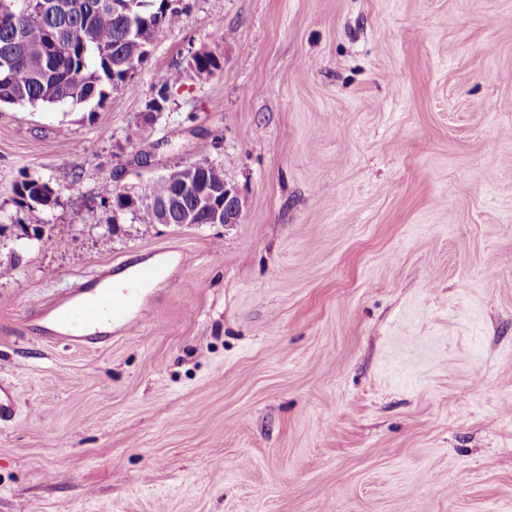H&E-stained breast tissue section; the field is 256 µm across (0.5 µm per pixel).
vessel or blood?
I'll return each mask as SVG.
<instances>
[{
	"label": "vessel or blood",
	"mask_w": 512,
	"mask_h": 512,
	"mask_svg": "<svg viewBox=\"0 0 512 512\" xmlns=\"http://www.w3.org/2000/svg\"><path fill=\"white\" fill-rule=\"evenodd\" d=\"M162 274L160 266L145 264L138 267L125 288H78L58 295L48 306L30 310L38 331L70 337L76 345H84L98 337L110 335L113 326H122L126 335H137L141 327L132 319L143 287L149 286ZM17 413L16 393L10 384L0 382V425L10 423Z\"/></svg>",
	"instance_id": "b4317fda"
}]
</instances>
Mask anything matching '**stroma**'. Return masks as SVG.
<instances>
[{
  "label": "stroma",
  "mask_w": 512,
  "mask_h": 512,
  "mask_svg": "<svg viewBox=\"0 0 512 512\" xmlns=\"http://www.w3.org/2000/svg\"><path fill=\"white\" fill-rule=\"evenodd\" d=\"M169 3L110 101L0 106V512H512V0ZM193 162L238 223L113 220ZM146 261L140 335L25 320ZM180 79V73L178 71L164 72L158 76V90L157 94L152 98L148 104L149 111L148 115H153L155 112H159L164 108L168 101V89L171 85L177 83ZM48 192L52 191L48 188L47 183L37 178L26 177L16 185L19 203L27 209L29 224L34 225L35 235L41 241L43 237L38 235V232L42 231L46 223V212L50 209ZM17 413L16 393L10 384L0 382V425L12 422Z\"/></svg>",
  "instance_id": "obj_1"
}]
</instances>
